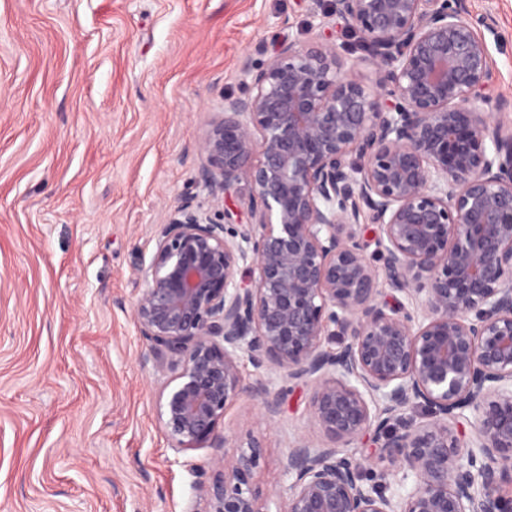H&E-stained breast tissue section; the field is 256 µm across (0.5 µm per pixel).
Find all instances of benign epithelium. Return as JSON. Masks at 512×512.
I'll use <instances>...</instances> for the list:
<instances>
[{"mask_svg":"<svg viewBox=\"0 0 512 512\" xmlns=\"http://www.w3.org/2000/svg\"><path fill=\"white\" fill-rule=\"evenodd\" d=\"M329 16L360 34L375 84L330 46L282 40L199 140L209 197L248 184L253 222L186 199L154 225L132 309L176 372L160 423L177 450L216 449L204 512H270L252 485L263 439L220 431L243 395L279 416L246 360L311 384L328 439L288 443L276 512H512V124L486 108L512 100L485 95L477 30L493 17L468 0H332Z\"/></svg>","mask_w":512,"mask_h":512,"instance_id":"1","label":"benign epithelium"}]
</instances>
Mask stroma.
Instances as JSON below:
<instances>
[{"mask_svg": "<svg viewBox=\"0 0 512 512\" xmlns=\"http://www.w3.org/2000/svg\"><path fill=\"white\" fill-rule=\"evenodd\" d=\"M486 34L491 94L512 95V0ZM329 0H0V512H203L214 449L176 451L158 420L174 375L147 362L131 304L152 227L192 198L223 222L198 141L285 37L352 42ZM310 387L278 423L247 399L231 443L262 435L254 487L285 490L288 441H323Z\"/></svg>", "mask_w": 512, "mask_h": 512, "instance_id": "1", "label": "stroma"}]
</instances>
